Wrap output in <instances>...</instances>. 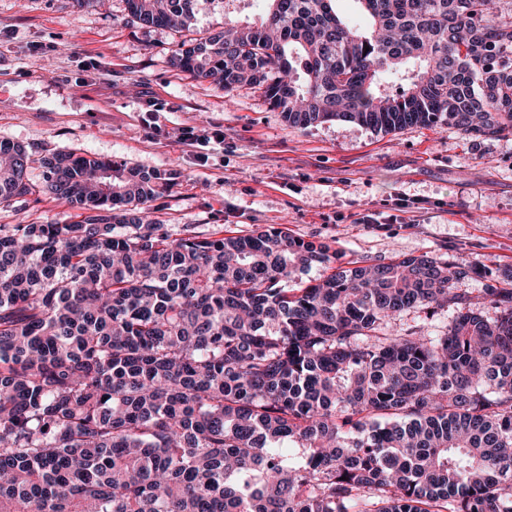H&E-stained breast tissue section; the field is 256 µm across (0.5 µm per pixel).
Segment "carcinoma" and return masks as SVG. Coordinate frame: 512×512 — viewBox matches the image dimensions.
I'll list each match as a JSON object with an SVG mask.
<instances>
[{
  "label": "carcinoma",
  "instance_id": "obj_1",
  "mask_svg": "<svg viewBox=\"0 0 512 512\" xmlns=\"http://www.w3.org/2000/svg\"><path fill=\"white\" fill-rule=\"evenodd\" d=\"M194 2L126 0L177 32ZM266 2L170 66L257 88L300 130L512 138V0H354L362 24L336 0ZM32 163L0 141V205L89 215L0 224V512H512L511 272L344 266L273 226L172 239L146 214L169 174L58 152L37 182ZM444 309L440 336L403 322ZM86 214L49 194H40L28 196L9 207H0V224H69L83 219Z\"/></svg>",
  "mask_w": 512,
  "mask_h": 512
}]
</instances>
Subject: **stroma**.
<instances>
[{
  "mask_svg": "<svg viewBox=\"0 0 512 512\" xmlns=\"http://www.w3.org/2000/svg\"><path fill=\"white\" fill-rule=\"evenodd\" d=\"M265 0H197L189 30L145 27L125 0H0V140L40 158H109L173 175L150 219L178 239L247 235L268 226L323 242L341 262L426 252L512 270V140H472L453 128L375 132L329 121L290 128L260 91L225 93L169 67L171 49L220 30L225 13L259 19ZM107 71L111 80H96ZM160 133L145 128L147 98ZM181 127L220 128L199 161ZM375 215L372 224L363 223ZM80 212L48 194L0 207V224H67Z\"/></svg>",
  "mask_w": 512,
  "mask_h": 512,
  "instance_id": "35a3bbf8",
  "label": "stroma"
}]
</instances>
